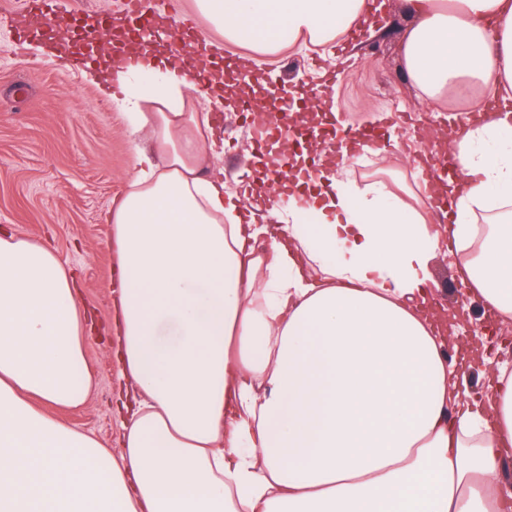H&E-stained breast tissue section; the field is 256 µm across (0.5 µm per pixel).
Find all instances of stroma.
I'll use <instances>...</instances> for the list:
<instances>
[{
	"instance_id": "35a3bbf8",
	"label": "stroma",
	"mask_w": 512,
	"mask_h": 512,
	"mask_svg": "<svg viewBox=\"0 0 512 512\" xmlns=\"http://www.w3.org/2000/svg\"><path fill=\"white\" fill-rule=\"evenodd\" d=\"M21 0H0V226L44 241L55 248L77 276L80 295L100 322H107L111 298L104 284L113 274L108 223L112 201L123 193L136 161V145H148V132L131 136L125 115L103 99L81 72L60 64L41 39L32 40L24 55L14 51L11 13ZM167 37L192 25L200 39H210L206 23L193 17L190 0H149ZM384 20L373 31L338 38L341 78L320 86L329 59L313 46L295 45L269 59L258 58L265 85L317 88L336 115V136L389 119L386 151L375 156L358 149L346 159L356 184L371 180L377 170L400 179L402 197L422 208L426 177L413 159L420 148L403 115L421 118L424 130H448L455 115L471 106L463 99L424 101L405 73L404 46L412 21L403 0H384ZM222 112L224 153L218 164L228 189H236L243 172L257 158L247 124L237 108ZM435 295L442 306L461 302L455 257L439 247L430 262ZM115 347L103 337H89L85 356L96 379L87 402L76 410H58L69 424L118 446L121 427L117 406L123 393Z\"/></svg>"
}]
</instances>
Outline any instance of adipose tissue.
Returning a JSON list of instances; mask_svg holds the SVG:
<instances>
[{
    "label": "adipose tissue",
    "instance_id": "ef3b65f1",
    "mask_svg": "<svg viewBox=\"0 0 512 512\" xmlns=\"http://www.w3.org/2000/svg\"><path fill=\"white\" fill-rule=\"evenodd\" d=\"M406 71L466 111L440 229L384 175L288 172L297 190L230 191L208 159L224 130L196 98L200 64L141 46L120 85L137 147L109 223L120 455L52 414L90 394L83 302L58 253L0 229V512H502L512 503V351L456 337L430 260L456 248L469 304L512 320V0H405ZM372 0H194L226 43L280 54L368 24ZM154 111L146 112L142 102ZM490 365L469 397L448 351Z\"/></svg>",
    "mask_w": 512,
    "mask_h": 512
}]
</instances>
